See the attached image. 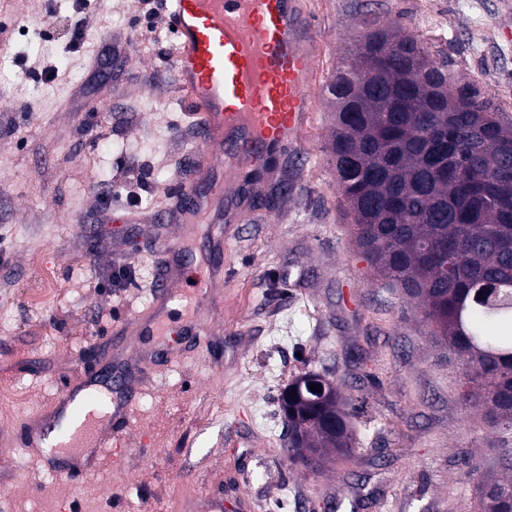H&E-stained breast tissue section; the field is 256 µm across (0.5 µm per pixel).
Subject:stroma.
<instances>
[{"label":"stroma","instance_id":"1","mask_svg":"<svg viewBox=\"0 0 512 512\" xmlns=\"http://www.w3.org/2000/svg\"><path fill=\"white\" fill-rule=\"evenodd\" d=\"M301 2L316 36L314 117L300 146L218 180L170 64L166 0H97L84 14L74 0H0V433L99 363L145 308L158 242L179 235L168 217L189 194L258 186L232 210L211 336L171 333L175 360L145 382L124 453L66 477L0 446V512H173L204 487L223 491L224 512L244 500L251 512H481L471 470L498 472L512 427L463 404L455 357L360 254L327 87L373 20L418 36L512 122V0ZM307 371L360 407L355 456L316 472L290 459L278 403Z\"/></svg>","mask_w":512,"mask_h":512}]
</instances>
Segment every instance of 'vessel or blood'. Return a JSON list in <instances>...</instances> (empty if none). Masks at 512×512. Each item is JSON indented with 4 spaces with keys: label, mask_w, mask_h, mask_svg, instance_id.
<instances>
[{
    "label": "vessel or blood",
    "mask_w": 512,
    "mask_h": 512,
    "mask_svg": "<svg viewBox=\"0 0 512 512\" xmlns=\"http://www.w3.org/2000/svg\"><path fill=\"white\" fill-rule=\"evenodd\" d=\"M181 45L174 66L181 85L203 112L204 141L225 134L226 147L210 156L213 169L258 166L297 145L314 110L309 94L315 36L292 0H171ZM209 270L195 281L187 301L193 309L180 332L210 335L209 317L220 311L215 286L224 278V236L211 238ZM175 248L162 243L163 270L150 289L147 307L113 338L116 371L103 376L86 368L80 382L66 384L37 417L23 421L10 443L40 451L49 469L69 473L90 468L101 449L125 441L132 418L130 402L143 380L119 366L132 356V342L151 345L155 360L170 354L163 336L168 304L178 295L183 274Z\"/></svg>",
    "instance_id": "1"
}]
</instances>
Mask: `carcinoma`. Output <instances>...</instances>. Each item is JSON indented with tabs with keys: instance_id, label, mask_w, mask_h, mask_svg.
<instances>
[{
	"instance_id": "obj_1",
	"label": "carcinoma",
	"mask_w": 512,
	"mask_h": 512,
	"mask_svg": "<svg viewBox=\"0 0 512 512\" xmlns=\"http://www.w3.org/2000/svg\"><path fill=\"white\" fill-rule=\"evenodd\" d=\"M432 66L430 89L411 79L413 59ZM377 66L372 85L335 97L331 148L355 178L339 188L357 246L375 273L418 302L433 339L462 365V400L512 421V126L465 86L443 94L447 65L409 34L381 25L357 39L330 88ZM321 386L313 392L309 386ZM290 458L356 452L355 407L336 384L307 372L281 394ZM476 490L483 512H512V479Z\"/></svg>"
}]
</instances>
